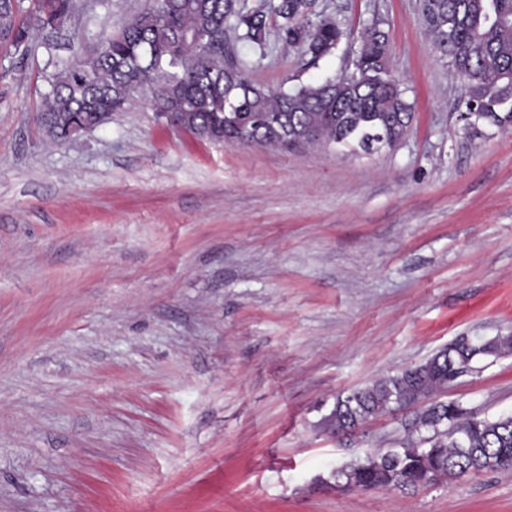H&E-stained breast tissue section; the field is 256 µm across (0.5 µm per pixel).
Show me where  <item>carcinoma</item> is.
Masks as SVG:
<instances>
[{
	"instance_id": "cac0c4a2",
	"label": "carcinoma",
	"mask_w": 512,
	"mask_h": 512,
	"mask_svg": "<svg viewBox=\"0 0 512 512\" xmlns=\"http://www.w3.org/2000/svg\"><path fill=\"white\" fill-rule=\"evenodd\" d=\"M0 0V44L20 56L36 30L59 28L72 0ZM431 50L466 82L458 106L470 120L512 123V0H419ZM384 19L346 27L316 0H152L119 32L104 33L98 52L77 50L54 63L38 121L53 143L74 129L97 128L140 97L156 117L209 140L246 146L339 145L371 153L394 147L410 126L412 104L389 77ZM297 64L316 68L343 44L356 46L346 74L287 87L251 82V61L269 38ZM512 352V336H461L427 361L336 398L325 425L338 433L379 414L418 405L414 432L398 447L336 470L347 489H418L481 472L512 470V415L479 419L457 402L438 400L481 358Z\"/></svg>"
}]
</instances>
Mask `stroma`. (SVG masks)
Instances as JSON below:
<instances>
[{
  "instance_id": "35a3bbf8",
  "label": "stroma",
  "mask_w": 512,
  "mask_h": 512,
  "mask_svg": "<svg viewBox=\"0 0 512 512\" xmlns=\"http://www.w3.org/2000/svg\"><path fill=\"white\" fill-rule=\"evenodd\" d=\"M385 20L414 105L367 154L201 140L142 100L63 144L36 111V35L0 47V512H512V471L338 488L411 409L337 435L338 396L459 336L512 334V125L459 117L418 0H320ZM146 0H73L53 42L98 44ZM270 42L258 84L340 75ZM512 415V353L443 395Z\"/></svg>"
}]
</instances>
